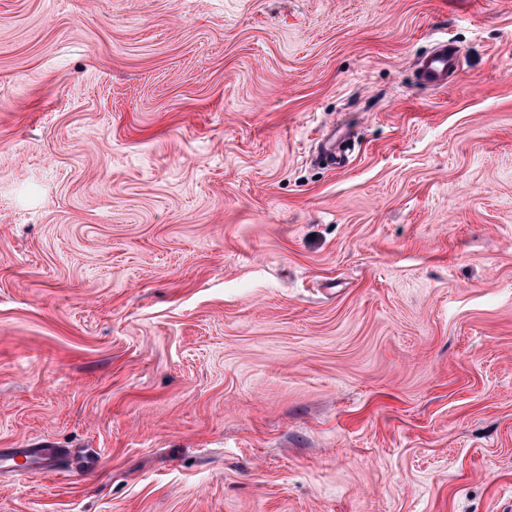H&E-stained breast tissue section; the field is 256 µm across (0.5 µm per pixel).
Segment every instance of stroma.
<instances>
[{"mask_svg": "<svg viewBox=\"0 0 512 512\" xmlns=\"http://www.w3.org/2000/svg\"><path fill=\"white\" fill-rule=\"evenodd\" d=\"M38 441L0 512H512V0H0ZM458 65L457 52L448 49V43H439L428 54L418 59L417 79L430 88L445 86L448 77L457 71ZM346 133L331 132L320 140V154L327 166L336 167L348 159L344 142L347 140ZM64 455V448H56L49 442L19 448H0V470L15 475L32 471L52 474L56 471V461Z\"/></svg>", "mask_w": 512, "mask_h": 512, "instance_id": "obj_1", "label": "stroma"}]
</instances>
